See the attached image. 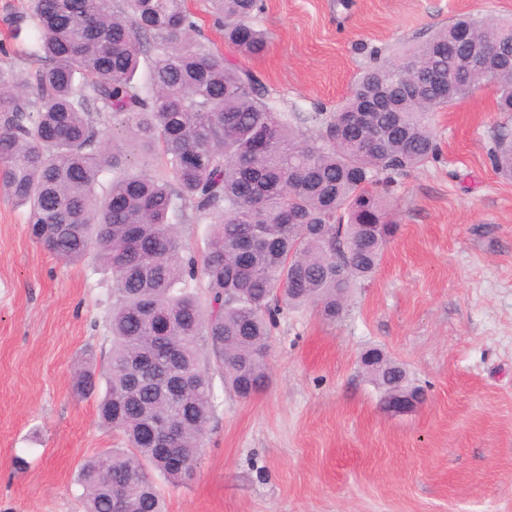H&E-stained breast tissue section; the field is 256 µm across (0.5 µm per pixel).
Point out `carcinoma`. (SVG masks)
<instances>
[{
	"instance_id": "obj_1",
	"label": "carcinoma",
	"mask_w": 512,
	"mask_h": 512,
	"mask_svg": "<svg viewBox=\"0 0 512 512\" xmlns=\"http://www.w3.org/2000/svg\"><path fill=\"white\" fill-rule=\"evenodd\" d=\"M224 44L253 55L267 34L258 0H212ZM37 66L0 67V194L27 208L32 238L58 259L92 255L112 274L105 388L92 354L74 393L98 394L100 423L122 436L79 472L85 512H164L147 468L172 484L204 446L210 368L249 399L270 379L269 340L286 307L341 318L397 231V178L434 159L427 116L472 90L466 60L503 76L492 93L512 114V18L458 17L394 63L364 73L316 135L276 111L254 74L196 38L186 0H32ZM147 77L140 82V57ZM454 79H448V72ZM122 117L124 136L94 116ZM263 133L270 147L249 144ZM144 155L140 168L128 164ZM512 179V133L489 148ZM212 224L201 255L173 219ZM205 289L199 297L193 288ZM382 398L415 389L382 350L361 357ZM179 379L175 395L165 385Z\"/></svg>"
}]
</instances>
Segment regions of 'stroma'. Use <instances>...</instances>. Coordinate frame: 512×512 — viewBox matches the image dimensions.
Segmentation results:
<instances>
[{"instance_id":"obj_1","label":"stroma","mask_w":512,"mask_h":512,"mask_svg":"<svg viewBox=\"0 0 512 512\" xmlns=\"http://www.w3.org/2000/svg\"><path fill=\"white\" fill-rule=\"evenodd\" d=\"M30 0H0V66L25 73ZM461 14L512 16V0H262V53L239 58L277 111H333L375 60H394ZM504 120L491 91L432 113L437 159L398 177L399 226L345 316L281 315L270 386L244 400L214 377L193 477L155 482L167 512H512V180L488 149ZM112 275L58 260L0 195V512H84L81 465L118 444L95 398L72 390L86 353H111ZM372 347L425 399L384 411L360 367Z\"/></svg>"}]
</instances>
